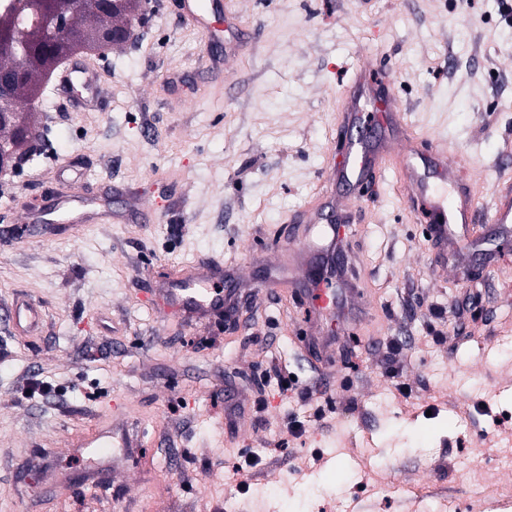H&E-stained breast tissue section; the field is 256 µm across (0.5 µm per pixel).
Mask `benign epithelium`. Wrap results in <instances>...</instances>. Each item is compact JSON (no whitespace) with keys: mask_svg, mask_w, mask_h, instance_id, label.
I'll use <instances>...</instances> for the list:
<instances>
[{"mask_svg":"<svg viewBox=\"0 0 512 512\" xmlns=\"http://www.w3.org/2000/svg\"><path fill=\"white\" fill-rule=\"evenodd\" d=\"M128 0H38L40 23L17 20L13 33L0 30V54L13 58L0 63V130L14 132V119L28 118L41 109L42 99L29 93L33 78L40 73L32 62L49 59L61 45H107L133 33V16L122 8ZM13 138H0V175L10 169L16 156Z\"/></svg>","mask_w":512,"mask_h":512,"instance_id":"1","label":"benign epithelium"}]
</instances>
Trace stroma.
Segmentation results:
<instances>
[{
    "label": "stroma",
    "instance_id": "obj_1",
    "mask_svg": "<svg viewBox=\"0 0 512 512\" xmlns=\"http://www.w3.org/2000/svg\"><path fill=\"white\" fill-rule=\"evenodd\" d=\"M179 0H154L133 40L90 57L95 92L49 83L42 148L0 187V512H342L370 465L367 512H425L402 476L473 504L512 432V265L503 227L485 224L465 263L434 250L386 176L347 229L364 292L350 302L335 375L298 350L304 311L270 288L262 233L306 207L328 162L343 88L363 56L392 66L413 130L461 152L478 197L512 155V23L500 0H224L243 48L208 65ZM75 164L89 193L120 213L79 236L35 235L23 218L54 204L55 170ZM169 206L152 220L135 200ZM238 264L241 326H190L159 294L200 260ZM46 309L37 335L6 315L18 292ZM294 388L281 391L280 378ZM150 442L151 479L115 463L83 472L96 449L72 437L112 425V404ZM247 411L243 422L224 412Z\"/></svg>",
    "mask_w": 512,
    "mask_h": 512
}]
</instances>
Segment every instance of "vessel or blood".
Listing matches in <instances>:
<instances>
[{
	"label": "vessel or blood",
	"mask_w": 512,
	"mask_h": 512,
	"mask_svg": "<svg viewBox=\"0 0 512 512\" xmlns=\"http://www.w3.org/2000/svg\"><path fill=\"white\" fill-rule=\"evenodd\" d=\"M221 9L220 0L180 2L182 15L194 23L218 52L225 42L223 29L215 24ZM375 72L374 64H359L344 90L343 120L337 130L345 151L344 163L326 167L323 189L314 202L290 215L286 225L280 226L270 239L271 248L292 252L307 269L297 286L308 314L304 332L309 336L319 335L326 324L344 325V307L353 291L342 278L336 250H329L319 260H309L299 228L315 225L317 235L335 241L337 225L354 223L357 214L362 213L367 200L360 191L380 183L387 160L396 163L402 199L427 225L428 236L437 248V262L446 260L449 246L477 244L483 224L512 222V178L491 182L490 202L487 208H478L472 185L459 177L447 144L434 140L428 151H421L419 137L402 121V108L395 94L379 92ZM344 188L353 189L354 194L350 205L340 210L334 196ZM97 206V201L87 197L77 181L72 180L58 199L57 214L63 218ZM230 270V265L219 260L188 264L167 279L163 295L191 321L234 317L230 291L224 286ZM10 318L22 335L30 336L44 320L45 309L22 295L12 305Z\"/></svg>",
	"instance_id": "obj_1"
}]
</instances>
